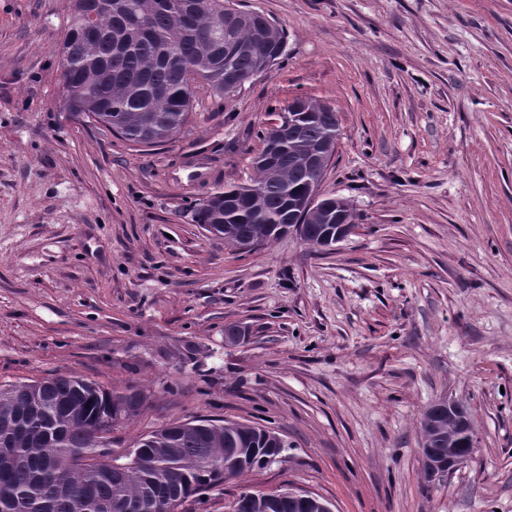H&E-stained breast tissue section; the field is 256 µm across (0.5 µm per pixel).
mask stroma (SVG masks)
Wrapping results in <instances>:
<instances>
[{
  "label": "stroma",
  "mask_w": 512,
  "mask_h": 512,
  "mask_svg": "<svg viewBox=\"0 0 512 512\" xmlns=\"http://www.w3.org/2000/svg\"><path fill=\"white\" fill-rule=\"evenodd\" d=\"M238 2L283 26V56L224 96L194 82L186 126L148 147L63 112L71 0H0V388L142 390L117 452L193 419L284 439L190 512L288 487L333 512H512V0ZM298 97L336 112L318 193L354 225L329 250L232 249L193 211L254 181ZM441 400L475 450L431 485Z\"/></svg>",
  "instance_id": "1"
}]
</instances>
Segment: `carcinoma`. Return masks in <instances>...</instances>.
Returning a JSON list of instances; mask_svg holds the SVG:
<instances>
[{
  "mask_svg": "<svg viewBox=\"0 0 512 512\" xmlns=\"http://www.w3.org/2000/svg\"><path fill=\"white\" fill-rule=\"evenodd\" d=\"M235 24L227 28L224 14ZM285 47L282 26L243 11L234 0H72L62 43L63 110L84 116L128 141L153 145L173 139L193 106L192 80L217 93L241 86L266 71ZM284 134L264 135L268 165H255L250 185L216 191L196 208V222L240 250L252 251L288 233L287 205L303 196L310 175L302 159L318 142L338 135L336 112L303 99L285 109ZM335 208L318 204L294 216L295 232L322 247L336 232ZM142 393L108 391L97 384L57 375L49 380L0 389V512H87L85 503L106 512H151L148 504L176 512L196 490L220 478L208 463L221 459L228 478L267 467L283 453V439L250 424L191 420L165 425L133 447L148 465L114 480L110 465L97 458L83 468L67 454L91 451V431L107 416L118 425L143 406ZM423 447L437 466L448 450L471 455L468 419L431 405L420 421ZM232 512H313V505L288 494L265 509L259 495L240 493Z\"/></svg>",
  "mask_w": 512,
  "mask_h": 512,
  "instance_id": "carcinoma-1",
  "label": "carcinoma"
}]
</instances>
